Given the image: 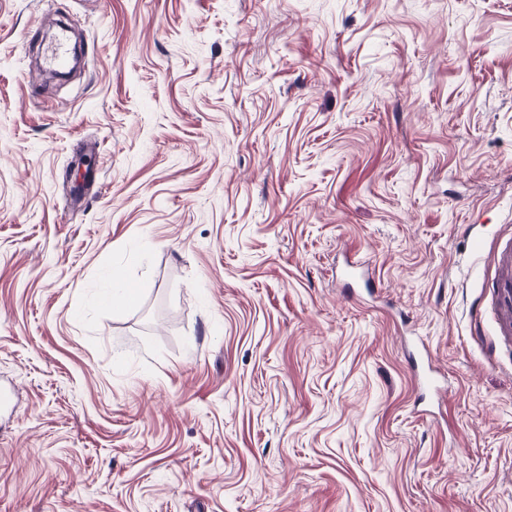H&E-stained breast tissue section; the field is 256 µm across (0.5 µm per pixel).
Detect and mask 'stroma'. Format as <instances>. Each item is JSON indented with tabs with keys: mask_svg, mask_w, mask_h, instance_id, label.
I'll use <instances>...</instances> for the list:
<instances>
[{
	"mask_svg": "<svg viewBox=\"0 0 512 512\" xmlns=\"http://www.w3.org/2000/svg\"><path fill=\"white\" fill-rule=\"evenodd\" d=\"M508 236L512 0H0V512H512ZM491 307L497 336L512 338V239L497 245Z\"/></svg>",
	"mask_w": 512,
	"mask_h": 512,
	"instance_id": "obj_1",
	"label": "stroma"
}]
</instances>
